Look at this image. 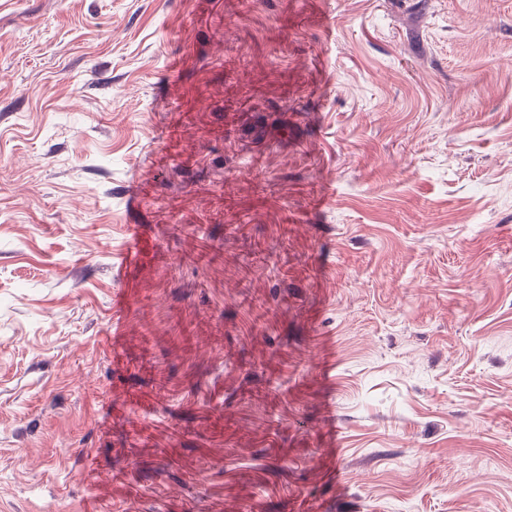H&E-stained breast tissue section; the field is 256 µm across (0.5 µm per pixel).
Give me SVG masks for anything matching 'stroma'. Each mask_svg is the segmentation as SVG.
<instances>
[{
	"mask_svg": "<svg viewBox=\"0 0 512 512\" xmlns=\"http://www.w3.org/2000/svg\"><path fill=\"white\" fill-rule=\"evenodd\" d=\"M0 512H512V0H0Z\"/></svg>",
	"mask_w": 512,
	"mask_h": 512,
	"instance_id": "obj_1",
	"label": "stroma"
}]
</instances>
